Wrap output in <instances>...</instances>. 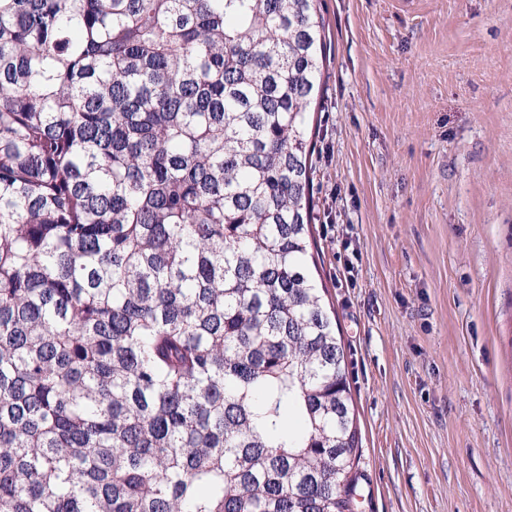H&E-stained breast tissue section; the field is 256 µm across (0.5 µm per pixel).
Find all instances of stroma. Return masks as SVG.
<instances>
[{"mask_svg":"<svg viewBox=\"0 0 512 512\" xmlns=\"http://www.w3.org/2000/svg\"><path fill=\"white\" fill-rule=\"evenodd\" d=\"M318 274L356 512H512V0H319Z\"/></svg>","mask_w":512,"mask_h":512,"instance_id":"obj_1","label":"stroma"}]
</instances>
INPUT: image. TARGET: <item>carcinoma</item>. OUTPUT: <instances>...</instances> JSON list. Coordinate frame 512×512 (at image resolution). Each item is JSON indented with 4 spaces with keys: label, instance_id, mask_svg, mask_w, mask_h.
<instances>
[{
    "label": "carcinoma",
    "instance_id": "carcinoma-1",
    "mask_svg": "<svg viewBox=\"0 0 512 512\" xmlns=\"http://www.w3.org/2000/svg\"><path fill=\"white\" fill-rule=\"evenodd\" d=\"M323 32L318 0H0V512H355Z\"/></svg>",
    "mask_w": 512,
    "mask_h": 512
}]
</instances>
